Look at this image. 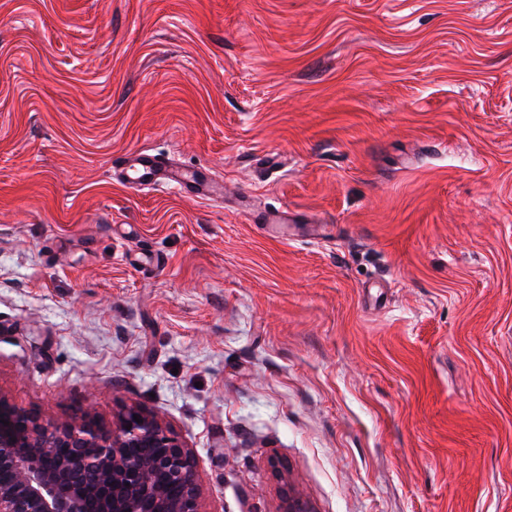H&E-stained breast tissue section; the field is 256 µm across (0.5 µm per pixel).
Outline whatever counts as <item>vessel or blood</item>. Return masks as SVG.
Instances as JSON below:
<instances>
[{"label": "vessel or blood", "instance_id": "obj_1", "mask_svg": "<svg viewBox=\"0 0 512 512\" xmlns=\"http://www.w3.org/2000/svg\"><path fill=\"white\" fill-rule=\"evenodd\" d=\"M112 169L131 188L167 187L200 199L217 197L209 173L175 168L164 156L147 150L113 158Z\"/></svg>", "mask_w": 512, "mask_h": 512}]
</instances>
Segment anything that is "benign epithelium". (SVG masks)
Returning <instances> with one entry per match:
<instances>
[{"label":"benign epithelium","mask_w":512,"mask_h":512,"mask_svg":"<svg viewBox=\"0 0 512 512\" xmlns=\"http://www.w3.org/2000/svg\"><path fill=\"white\" fill-rule=\"evenodd\" d=\"M0 512L202 510L192 454L154 412L56 420L0 391Z\"/></svg>","instance_id":"1"}]
</instances>
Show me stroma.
Returning a JSON list of instances; mask_svg holds the SVG:
<instances>
[{
  "label": "stroma",
  "instance_id": "35a3bbf8",
  "mask_svg": "<svg viewBox=\"0 0 512 512\" xmlns=\"http://www.w3.org/2000/svg\"><path fill=\"white\" fill-rule=\"evenodd\" d=\"M0 390L203 512H512V0H0ZM112 169L121 183L131 188H176L200 199L217 198L208 171L189 172L175 168L164 156L149 150L113 158Z\"/></svg>",
  "mask_w": 512,
  "mask_h": 512
}]
</instances>
